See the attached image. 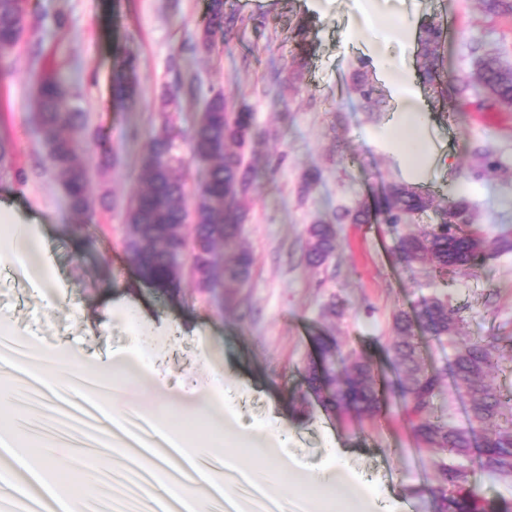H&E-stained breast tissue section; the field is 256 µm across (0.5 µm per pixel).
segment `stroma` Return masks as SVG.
Wrapping results in <instances>:
<instances>
[{
	"instance_id": "1",
	"label": "stroma",
	"mask_w": 512,
	"mask_h": 512,
	"mask_svg": "<svg viewBox=\"0 0 512 512\" xmlns=\"http://www.w3.org/2000/svg\"><path fill=\"white\" fill-rule=\"evenodd\" d=\"M207 0H32L27 31L0 68V136L14 145L11 164L0 167V196L38 221L47 238L54 291L0 271V324L13 327L28 345L24 381L40 392L33 374L39 361L66 346L81 349L90 366L112 355L147 352L146 392L131 389L115 400L179 402L186 391L206 396L215 375L224 377V409L237 425L258 435L284 426L280 453L303 469L344 452L346 466L388 512H434L428 489L441 454L419 448L397 399L382 413L357 418L326 411L302 381L314 336L334 337L343 351L370 358L393 377V316L433 292L422 266L398 264L393 239L419 233L433 213L389 227L370 222L337 225L336 250L322 266H307L303 252L311 225L337 211L374 206L391 183L405 179L380 132L394 109L389 86L371 59L403 55L423 65L424 47L384 40L351 46L363 29L362 0H224L235 23L212 53L197 45ZM456 21L442 51L449 75L469 72V47L479 43L512 63V16L487 15L480 0H389L387 19L397 24L430 18ZM139 65L138 101L120 112L112 104L118 61ZM60 68L87 114L89 128L107 131L116 161L86 139L92 219L66 205L59 175L44 162L34 123V90L51 68ZM366 68L382 109L368 112L356 91ZM196 92L180 97L178 122L190 127L216 91L247 104L262 134L254 148L258 171L246 201L241 244L254 259L249 280L227 297L222 289L199 291L185 278L178 294L141 279L123 255V212L138 192L139 160L160 122L164 91L181 80ZM417 90L423 119L440 151L419 185L436 204L463 194L474 228L492 233L512 228V111L495 112L459 102L455 93L437 101L426 73ZM489 147L500 167L485 170L476 150ZM318 181L306 185L308 172ZM342 314H324L333 300ZM448 301L465 317L461 338L500 337L496 368L488 381L512 397V253L448 276ZM44 429L97 433L99 416L81 399H55ZM112 512H153L139 489L135 465L120 471Z\"/></svg>"
}]
</instances>
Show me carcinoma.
<instances>
[{
	"label": "carcinoma",
	"mask_w": 512,
	"mask_h": 512,
	"mask_svg": "<svg viewBox=\"0 0 512 512\" xmlns=\"http://www.w3.org/2000/svg\"><path fill=\"white\" fill-rule=\"evenodd\" d=\"M487 14H512V0H481ZM29 0H0V64L18 46L26 30ZM231 29L224 0H208L198 28L197 45L212 51ZM443 23L424 25L427 44L426 72L440 76ZM473 70L455 76L457 92L464 96L474 88L484 91L478 108L503 111L512 105V68L493 53L471 48ZM139 91V70L133 60L120 62L112 80V101L125 107ZM175 99L166 96L162 121L153 133L139 166L141 192L124 213V256L138 275L160 288L179 290L184 278L179 256L189 253L191 275L201 290L217 280L237 288L250 277L253 258L238 250L217 268L219 249L234 244L246 220L243 200L251 188V167L246 151L257 135L253 113L242 105L230 112L224 93H213L190 131L178 124L168 108ZM36 125L44 149L45 163L61 176V189L70 210L92 217L88 194L89 169L80 152L87 130V116L75 104L67 80L60 74L43 76L36 88ZM188 143L192 155L208 164L200 188L189 194L181 175L184 159L181 144ZM433 198L407 184H393L376 201L381 223L393 226L414 214H424ZM349 219L370 221L367 210L342 209L335 222L314 224L305 249L307 264L323 265L336 250L335 225ZM471 223V208L464 198L448 201L438 222L417 235L399 238L392 247L396 259L406 266H426L435 284L432 296L422 300L415 317L400 311L393 317L396 340L392 343L400 407L419 443L439 448L451 461L436 463L435 484L430 494L436 512H512V502L485 498L472 478L478 473L497 479H512V410L486 383L495 364L498 338L484 336L456 345L460 325L459 308L448 303V274L477 266L488 258L512 252V231L493 235L465 230ZM422 331L439 343L454 345L451 364L425 366L416 345ZM318 358H310L303 382L325 410L372 416L385 405L384 389L376 381L372 361L355 353L343 354L330 336L314 338ZM453 377L469 395L467 425L448 423L443 399L444 381Z\"/></svg>",
	"instance_id": "cac0c4a2"
}]
</instances>
